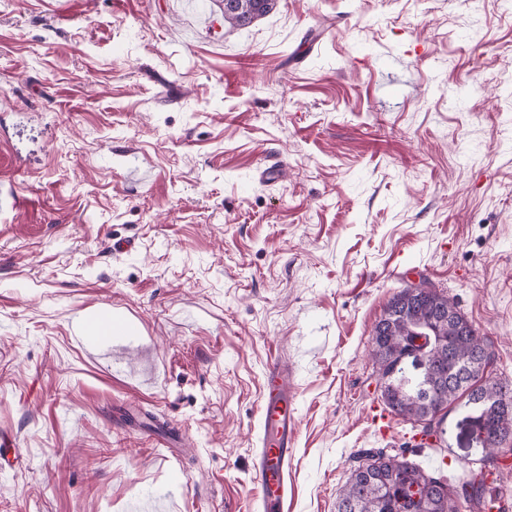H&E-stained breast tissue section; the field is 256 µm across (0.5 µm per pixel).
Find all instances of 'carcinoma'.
Masks as SVG:
<instances>
[{"mask_svg":"<svg viewBox=\"0 0 512 512\" xmlns=\"http://www.w3.org/2000/svg\"><path fill=\"white\" fill-rule=\"evenodd\" d=\"M224 22L245 27L269 14L277 0H223ZM376 373L385 384L384 402L390 412L414 422L441 424L438 414L465 399L479 415V437L488 449L482 465L494 463L503 440H512V408L501 410L487 401L503 395L505 381L486 374L493 362V342L475 333L448 297L433 293L422 299L397 293L375 324L371 337ZM431 354L429 365L417 369L416 355ZM420 495V512H452L451 496L476 504L493 498V490L473 477L454 483L411 463L404 456L369 449L342 490L337 512H399L396 488Z\"/></svg>","mask_w":512,"mask_h":512,"instance_id":"1","label":"carcinoma"}]
</instances>
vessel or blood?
<instances>
[{
	"mask_svg": "<svg viewBox=\"0 0 512 512\" xmlns=\"http://www.w3.org/2000/svg\"><path fill=\"white\" fill-rule=\"evenodd\" d=\"M84 333L106 332L121 338L128 328L122 322L100 316L83 323ZM295 387L291 370L282 362L268 363L259 411V436L253 450L252 479L258 512H284L288 497V473L293 467L298 425Z\"/></svg>",
	"mask_w": 512,
	"mask_h": 512,
	"instance_id": "1",
	"label": "vessel or blood"
}]
</instances>
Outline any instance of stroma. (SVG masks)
Here are the masks:
<instances>
[{
  "mask_svg": "<svg viewBox=\"0 0 512 512\" xmlns=\"http://www.w3.org/2000/svg\"><path fill=\"white\" fill-rule=\"evenodd\" d=\"M1 182L0 512H256L273 358L288 512H336L367 449L482 457L459 403L437 444L378 431L369 351L422 276L512 382V0H0ZM104 309L137 338L87 343ZM224 23L231 27H245L269 14L277 0H222ZM291 370L274 359L268 363L259 411V436L253 448L252 479L260 512H284L288 472L293 467L298 425Z\"/></svg>",
  "mask_w": 512,
  "mask_h": 512,
  "instance_id": "obj_1",
  "label": "stroma"
}]
</instances>
